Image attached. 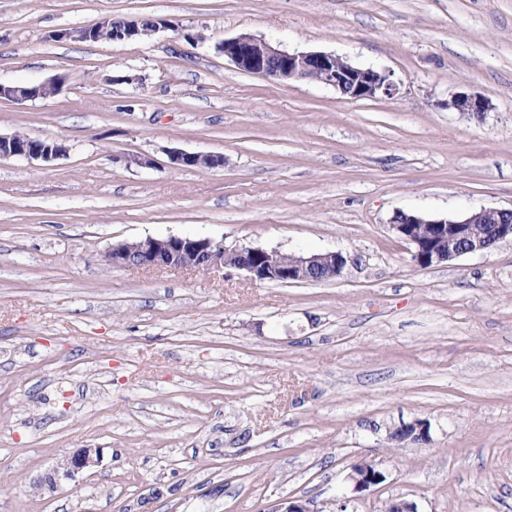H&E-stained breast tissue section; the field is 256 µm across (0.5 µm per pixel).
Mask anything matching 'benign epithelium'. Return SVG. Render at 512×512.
I'll return each instance as SVG.
<instances>
[{"label": "benign epithelium", "mask_w": 512, "mask_h": 512, "mask_svg": "<svg viewBox=\"0 0 512 512\" xmlns=\"http://www.w3.org/2000/svg\"><path fill=\"white\" fill-rule=\"evenodd\" d=\"M224 57L239 69L262 76L275 83L315 81L330 86L350 99L390 96L393 84L389 76L371 68H359L347 59L325 52L290 53L250 34L226 38L220 43ZM38 97V87L0 84V98L25 102ZM448 107L459 114L482 121L489 101L469 92H458ZM67 148L55 139L25 143L14 136L0 135V158L23 157L53 161ZM173 164L185 168L221 167L224 156L212 153L175 151ZM393 233L414 247L412 258L423 268L451 261L465 254L486 252L500 242L512 240V209L482 208L464 216L432 218L417 213H399L391 224ZM104 261L113 267L143 269H187L211 273L226 267L245 272L256 282H308L337 278L346 265L336 251L287 254L254 247L226 248L208 238L169 235L146 237L112 246ZM427 438L422 423L405 424L390 433L397 442H420ZM102 449L82 448L63 463L65 476L96 467ZM348 480L356 491L366 490L384 480L377 466L361 461L351 466ZM267 512H315L310 502L297 498L280 500Z\"/></svg>", "instance_id": "1"}]
</instances>
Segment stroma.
<instances>
[{"instance_id": "35a3bbf8", "label": "stroma", "mask_w": 512, "mask_h": 512, "mask_svg": "<svg viewBox=\"0 0 512 512\" xmlns=\"http://www.w3.org/2000/svg\"><path fill=\"white\" fill-rule=\"evenodd\" d=\"M106 17L166 26L54 37ZM242 33L394 91L243 72L218 49ZM54 77L0 98L1 135L68 148L0 158V512H512V242L422 268L390 229L512 208V0H0V83ZM459 91L483 121L448 109ZM168 235L346 266L276 283L104 260ZM416 421L426 441L390 440ZM82 448L100 466L66 478ZM360 460L385 479L357 492ZM62 78L55 77L51 80L44 82L38 86L30 87L23 85H3L0 84V98H8L16 102H25L31 99L38 98V89L48 87L51 85L61 86ZM42 85V86H41ZM41 86V87H40ZM448 108L454 109L459 114L482 121L490 108L489 101L469 92H458L448 102ZM173 164L185 168H198L202 166L221 167L224 164L223 155L212 153H189L174 151L171 154Z\"/></svg>"}]
</instances>
